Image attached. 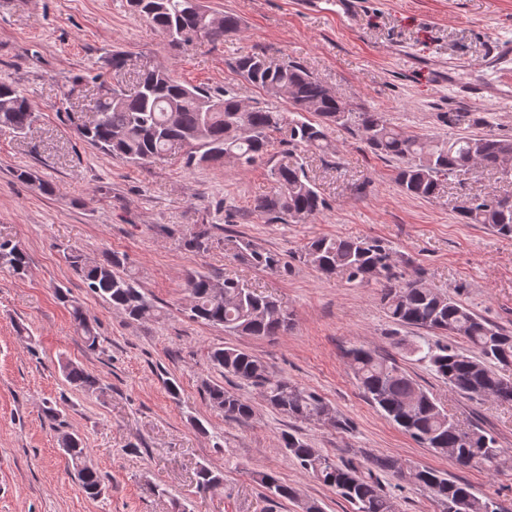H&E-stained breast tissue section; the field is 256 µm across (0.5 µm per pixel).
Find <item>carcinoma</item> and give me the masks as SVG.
<instances>
[{
	"label": "carcinoma",
	"mask_w": 512,
	"mask_h": 512,
	"mask_svg": "<svg viewBox=\"0 0 512 512\" xmlns=\"http://www.w3.org/2000/svg\"><path fill=\"white\" fill-rule=\"evenodd\" d=\"M130 6L167 39L170 46L184 49L199 39L218 41L240 29L232 13L219 15L220 35L208 32L210 17L200 10L199 0H129ZM234 68L266 96L262 102L246 104L231 88L210 91L187 86L172 78L164 68H147L138 73L131 90L120 86L99 87L95 119L78 122L67 115L81 139L131 163H147L173 149L183 151L185 168L231 158L239 167L250 168L268 152L271 134L291 125L283 142L282 159L271 169L274 190L258 198L255 210L272 220L301 221L326 206L308 176L301 153L310 148L327 149L326 127L335 124L357 127L371 151L401 163L396 182L409 196L432 199L444 192L448 181L478 167L508 177L504 165L512 164L511 136H459L451 141L430 140L409 135L388 123L378 112L357 111L336 96L321 79L293 62L274 66L258 53L237 57ZM288 102L294 118L286 119L277 103ZM312 114L318 121L312 122ZM35 120L28 99L11 83L0 82V128L24 135ZM464 224H484L503 237L512 236V198L471 196L457 209ZM237 254L261 270L281 266L279 255L257 247L249 240L236 244ZM303 260L326 274H343L350 282L382 284L380 302L396 325L425 328L465 339L477 351L470 355L454 344L423 339L404 344L444 382L470 398H493L512 402V377L497 368L512 367V334L476 315L451 296L441 295L419 279L397 281L389 248L377 239L313 240ZM67 260L93 293L131 321L156 316L154 301L130 276L120 272L124 258L112 253L93 264L76 248ZM28 267L27 253L10 240H0V268L21 276ZM190 298L189 317L220 326L228 334L275 336L291 326L292 314L271 295H266L226 277L220 282L210 274L192 270L185 278ZM76 329L91 351L99 347L95 327L76 303L71 304ZM351 365L363 393L384 416L415 441L434 452L449 455L462 467L497 466L502 449L496 440L475 429H466L441 409L430 394L397 365L361 345L349 350ZM211 364L237 379L257 387L275 410L300 421L331 420L342 425L336 411L316 391L271 372L256 355L233 347L210 352ZM66 381L81 391L100 389V380L83 367L62 365ZM204 394L210 406L224 414V420L246 423L252 419L251 402L220 384H207ZM281 448L301 469L312 472L325 486L335 490L355 507V512H396L384 492L379 473L404 474L398 460L376 456L370 466L338 464L306 440L284 433ZM68 463L82 490L91 498L101 495L103 478L88 462V448L77 434L60 441ZM420 488L440 505L443 512H502L491 497L478 498L469 486L431 468H417L409 474ZM257 482L270 497L292 499L295 490L268 472L256 474Z\"/></svg>",
	"instance_id": "obj_1"
}]
</instances>
